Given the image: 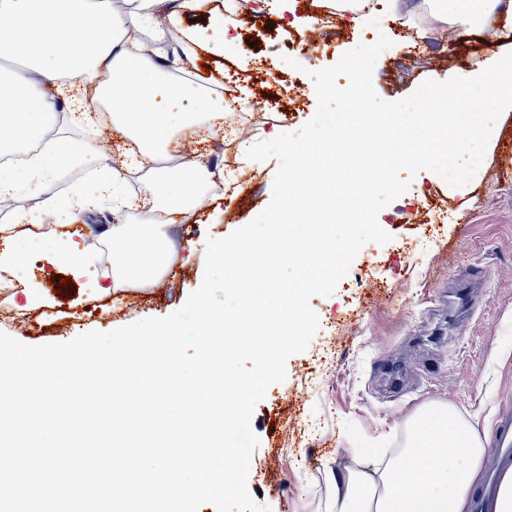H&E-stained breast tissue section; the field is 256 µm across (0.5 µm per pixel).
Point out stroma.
<instances>
[{
  "label": "stroma",
  "mask_w": 512,
  "mask_h": 512,
  "mask_svg": "<svg viewBox=\"0 0 512 512\" xmlns=\"http://www.w3.org/2000/svg\"><path fill=\"white\" fill-rule=\"evenodd\" d=\"M169 29L181 38V66L161 77L206 73L233 102L246 126L243 141L225 147L227 175H252L249 201L209 194L188 216H165L177 256L147 289L98 292L112 254L99 244L87 274L69 281L65 267L30 250L22 278L0 288V331L38 345L109 332L179 309L204 276L207 242L251 222L268 205L276 160L244 161L242 146L272 132H297L316 113L312 74L363 44L368 31L391 41L378 57L373 85L380 98L411 95L425 80L439 83L482 68L497 47L512 46V25L493 16L486 26L441 17L435 0H295L296 25L256 13L255 0L228 12L224 0H176ZM340 35L322 38L330 14ZM360 22H353V15ZM223 24L225 40L212 38ZM295 59L285 65L284 55ZM512 112L498 120L476 175L448 185L422 170L408 190L383 208L390 239L366 244L336 292L311 306L320 326L308 349L287 362L283 382L256 405L251 427L260 445L248 487L270 512H329L333 470L356 469L372 455H394L408 441L421 410L441 404L462 418L494 426L512 412ZM94 165L67 168L26 195L25 212L48 223L44 203L91 187ZM66 279L61 293L52 280ZM37 282L43 302L19 311L10 293Z\"/></svg>",
  "instance_id": "1"
}]
</instances>
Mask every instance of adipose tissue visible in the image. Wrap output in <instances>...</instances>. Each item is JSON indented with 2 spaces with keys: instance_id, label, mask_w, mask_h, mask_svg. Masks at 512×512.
I'll return each instance as SVG.
<instances>
[{
  "instance_id": "obj_1",
  "label": "adipose tissue",
  "mask_w": 512,
  "mask_h": 512,
  "mask_svg": "<svg viewBox=\"0 0 512 512\" xmlns=\"http://www.w3.org/2000/svg\"><path fill=\"white\" fill-rule=\"evenodd\" d=\"M172 0H137L129 31L116 34L102 0H0V58H22L39 74L38 81L0 71V150L6 145L39 137L55 118L48 89L68 92L74 83L94 86V97L73 102L74 122L89 121L93 109L108 105L112 124L132 136L144 162L155 149L169 143L184 128L206 121L219 126L224 117L223 95L203 92L200 83L171 85L159 78L152 55L132 32L154 26L169 11ZM162 98L195 99V111H161ZM96 162L99 176L92 189L75 192L68 211H84L95 201H112L114 222L100 232L112 248V287L148 288L163 277L172 262L160 225L126 223L131 203L122 189L123 171L93 145L75 149L56 138L41 139L39 150L22 174L0 168V196L18 198L22 186H34L58 176L62 169ZM212 173L194 165L175 178H165L155 193L164 210L188 214L203 203L202 183ZM50 259L80 277L91 258L69 234L41 239ZM485 449L472 423L446 405L418 415L406 448L387 462L331 473L335 512H469L471 489L480 481Z\"/></svg>"
}]
</instances>
